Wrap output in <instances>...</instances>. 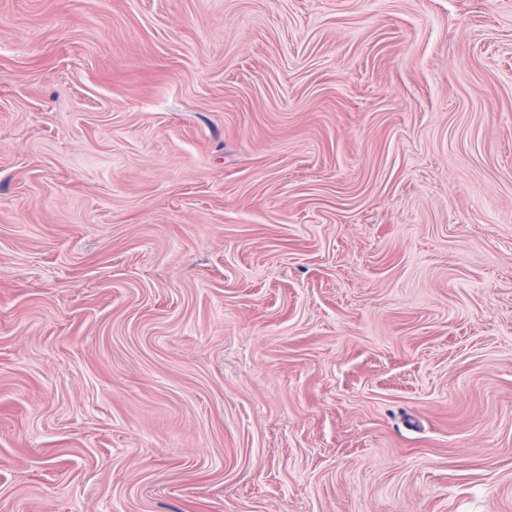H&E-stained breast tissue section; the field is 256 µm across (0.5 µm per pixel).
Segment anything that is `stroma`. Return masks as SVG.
Segmentation results:
<instances>
[{"mask_svg": "<svg viewBox=\"0 0 512 512\" xmlns=\"http://www.w3.org/2000/svg\"><path fill=\"white\" fill-rule=\"evenodd\" d=\"M0 512H512V0H0Z\"/></svg>", "mask_w": 512, "mask_h": 512, "instance_id": "35a3bbf8", "label": "stroma"}]
</instances>
